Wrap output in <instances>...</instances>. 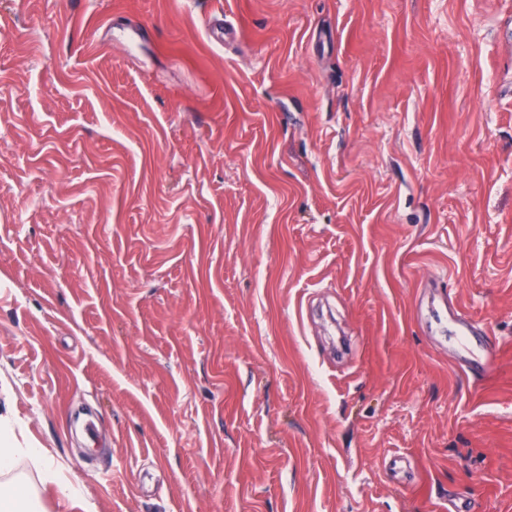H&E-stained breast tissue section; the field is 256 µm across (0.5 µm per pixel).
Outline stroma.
<instances>
[{"label":"stroma","mask_w":512,"mask_h":512,"mask_svg":"<svg viewBox=\"0 0 512 512\" xmlns=\"http://www.w3.org/2000/svg\"><path fill=\"white\" fill-rule=\"evenodd\" d=\"M0 423L46 512H512V0H0ZM450 320L457 323L464 329L463 337L455 348L454 355L459 361H463L468 364L471 372L475 375H480L486 371H490L498 358L499 349L496 346L487 345L479 359H473L469 355L468 347V334L473 328L471 321L468 317L459 309L455 308V311L450 315ZM0 438V475L11 474L17 463L22 459L30 460L34 465L41 468L44 479L54 481L55 471L52 469L49 459L42 454L39 448H21L9 442L6 435L2 433Z\"/></svg>","instance_id":"stroma-1"}]
</instances>
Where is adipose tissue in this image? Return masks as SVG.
Segmentation results:
<instances>
[{
  "instance_id": "obj_1",
  "label": "adipose tissue",
  "mask_w": 512,
  "mask_h": 512,
  "mask_svg": "<svg viewBox=\"0 0 512 512\" xmlns=\"http://www.w3.org/2000/svg\"><path fill=\"white\" fill-rule=\"evenodd\" d=\"M30 460L40 467L44 479L56 480L48 458L36 448L13 445L8 438H0V512H30L40 506L36 488L24 477L16 474L20 460Z\"/></svg>"
}]
</instances>
